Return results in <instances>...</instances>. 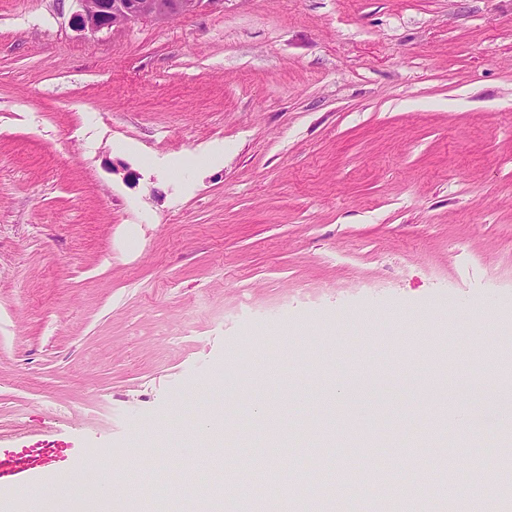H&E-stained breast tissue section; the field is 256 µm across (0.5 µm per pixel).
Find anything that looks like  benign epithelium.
<instances>
[{
	"instance_id": "1",
	"label": "benign epithelium",
	"mask_w": 512,
	"mask_h": 512,
	"mask_svg": "<svg viewBox=\"0 0 512 512\" xmlns=\"http://www.w3.org/2000/svg\"><path fill=\"white\" fill-rule=\"evenodd\" d=\"M73 28L95 36L115 27L146 19H170L196 10L204 0H76Z\"/></svg>"
}]
</instances>
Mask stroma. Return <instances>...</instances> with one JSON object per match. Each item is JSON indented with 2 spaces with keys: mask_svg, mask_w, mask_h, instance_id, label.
<instances>
[{
  "mask_svg": "<svg viewBox=\"0 0 512 512\" xmlns=\"http://www.w3.org/2000/svg\"><path fill=\"white\" fill-rule=\"evenodd\" d=\"M76 8L0 0V443L86 475L111 449L118 512H202L127 488L179 479L174 441L238 451L191 487L243 473L292 385L374 368L357 426L294 407L283 453L460 458L475 431L497 461L512 0H210L93 39Z\"/></svg>",
  "mask_w": 512,
  "mask_h": 512,
  "instance_id": "1",
  "label": "stroma"
}]
</instances>
